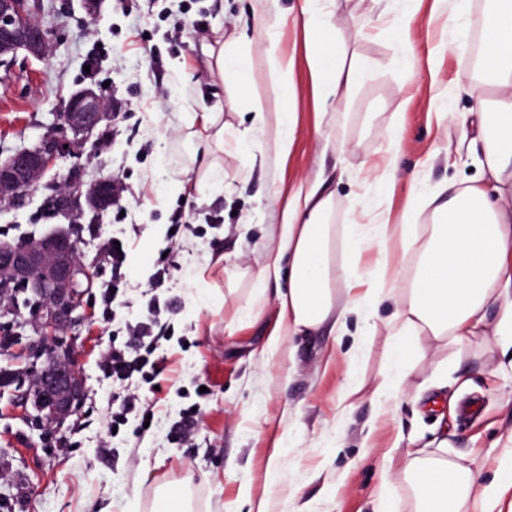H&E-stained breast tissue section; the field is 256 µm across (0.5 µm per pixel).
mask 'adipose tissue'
I'll use <instances>...</instances> for the list:
<instances>
[{
  "label": "adipose tissue",
  "instance_id": "adipose-tissue-1",
  "mask_svg": "<svg viewBox=\"0 0 512 512\" xmlns=\"http://www.w3.org/2000/svg\"><path fill=\"white\" fill-rule=\"evenodd\" d=\"M487 2L480 20L483 72L468 79L481 105L469 127L470 149L484 155L481 178L435 203L432 223L394 224L383 216L341 228L323 179H300L280 203L276 244L259 272L261 282L287 284L277 293L273 350L285 337L325 328L345 335L351 315L359 322L354 348L365 350L373 312L395 301L390 366L373 390L378 399L405 389L412 350L459 347L476 336L512 350V0ZM302 12L313 92L324 106L348 92L361 71L329 64L335 27L319 0H304ZM370 246L377 249L372 272L337 265V249L358 253ZM405 470L414 478L417 512H460L475 484L472 473L440 456H413Z\"/></svg>",
  "mask_w": 512,
  "mask_h": 512
}]
</instances>
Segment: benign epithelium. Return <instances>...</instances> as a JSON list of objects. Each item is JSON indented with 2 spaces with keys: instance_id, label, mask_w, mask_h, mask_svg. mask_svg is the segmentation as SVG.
Here are the masks:
<instances>
[{
  "instance_id": "7a95c632",
  "label": "benign epithelium",
  "mask_w": 512,
  "mask_h": 512,
  "mask_svg": "<svg viewBox=\"0 0 512 512\" xmlns=\"http://www.w3.org/2000/svg\"><path fill=\"white\" fill-rule=\"evenodd\" d=\"M37 12L30 0H0V63L21 50L37 59L49 54L48 31L36 20ZM110 120V106L93 85L72 92L62 104L56 131L0 159V203L16 202L34 190L45 173L70 153L73 140L89 139L101 123ZM114 187L115 179L109 175L97 179L86 191L81 184L71 182L59 189V195L64 209L81 213L87 209L99 215L112 207ZM93 278L91 269L78 256L76 241L67 232L29 237L0 247V290L21 281L46 300V306L37 311V343L19 349L18 355L36 357L58 346V331L82 319L78 311ZM82 396L75 359L66 350L43 371L33 406L42 418L61 422Z\"/></svg>"
}]
</instances>
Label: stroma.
<instances>
[{
	"label": "stroma",
	"instance_id": "stroma-1",
	"mask_svg": "<svg viewBox=\"0 0 512 512\" xmlns=\"http://www.w3.org/2000/svg\"><path fill=\"white\" fill-rule=\"evenodd\" d=\"M38 14L53 42L43 60L18 53L0 66V158L36 143L54 124L62 98L87 85L101 87L119 105L116 122L99 126L59 161L37 189L0 207V243L58 231L72 234L94 273L83 297L88 322L64 327V342L78 351L83 387L78 411L57 426L20 407V385L36 366L0 345L9 383L0 385V512H75L78 504L107 499L112 512H153L162 491L183 487L192 512H235L243 493L266 499L268 512H374L382 478L399 512H415L402 469L408 452L447 438L448 459L469 466L479 485L491 482L512 434V372L497 371L501 352L476 343L415 360L413 384L379 413L372 386L387 366L385 302L377 333L357 359L361 391L351 408L340 405L351 337L326 331L286 337L266 352L275 325V284L258 273L275 244L270 227L279 213L272 200L299 179L329 180L336 224H370L378 214L399 219L411 182L424 190L462 186L479 177L466 155L455 117L477 111L461 82L481 41L484 0H468L452 25L443 19L457 0H325L336 30L335 57L359 63L363 75L348 96L319 111L306 62L302 0H104L97 17L81 0H42ZM274 22L281 50L295 60L294 95L284 100L272 85L257 19ZM398 20L405 35L386 29ZM181 37H174V23ZM243 46L250 57L247 86L216 90L204 46ZM224 105V147L214 173L200 169L189 136L195 112ZM293 107L296 143L276 158L279 114ZM396 154L397 190L384 197L367 173L387 151ZM121 176L127 186L118 208L101 216L52 209L51 196L70 180ZM133 213L140 232L124 272L133 285L126 306L102 299L112 268L100 256L112 234ZM190 225L173 254L170 281L146 283L167 246L170 225ZM210 268V284L224 295L210 309L196 275ZM170 302L171 340L157 350L160 392L150 395L153 418L129 416L120 430L112 413L120 401L99 369L118 321H136L152 296ZM255 310L237 329L229 324ZM38 320L22 300L0 307V336L37 338ZM208 390L197 394V382ZM199 412L194 444L171 431L187 407ZM276 464V482L266 479Z\"/></svg>",
	"mask_w": 512,
	"mask_h": 512
}]
</instances>
